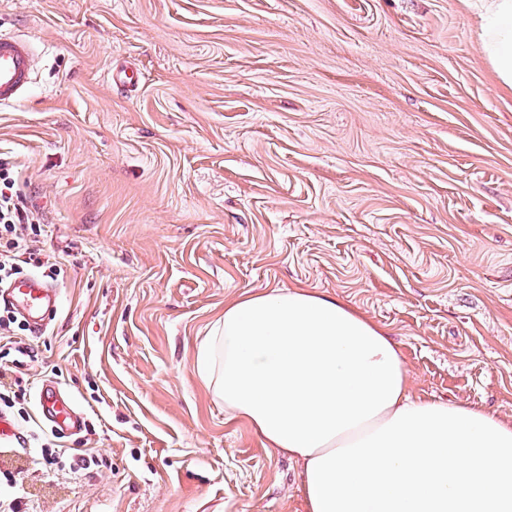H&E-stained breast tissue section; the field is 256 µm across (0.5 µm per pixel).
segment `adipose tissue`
<instances>
[{"mask_svg": "<svg viewBox=\"0 0 512 512\" xmlns=\"http://www.w3.org/2000/svg\"><path fill=\"white\" fill-rule=\"evenodd\" d=\"M483 47L512 88V0H475ZM196 372L270 448L301 463L308 512H512V425L412 397L384 328L300 288L224 306Z\"/></svg>", "mask_w": 512, "mask_h": 512, "instance_id": "obj_1", "label": "adipose tissue"}]
</instances>
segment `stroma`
<instances>
[{
  "label": "stroma",
  "mask_w": 512,
  "mask_h": 512,
  "mask_svg": "<svg viewBox=\"0 0 512 512\" xmlns=\"http://www.w3.org/2000/svg\"><path fill=\"white\" fill-rule=\"evenodd\" d=\"M469 0H0L36 41L0 157L45 232L60 303L28 388L87 432L38 512H307L301 466L195 371L224 304L309 288L386 328L414 397L512 424V90ZM138 70L128 88L110 67ZM38 408L53 431L61 435H77L82 431L84 414L74 399L65 394L58 383L44 380L38 389Z\"/></svg>",
  "instance_id": "obj_1"
}]
</instances>
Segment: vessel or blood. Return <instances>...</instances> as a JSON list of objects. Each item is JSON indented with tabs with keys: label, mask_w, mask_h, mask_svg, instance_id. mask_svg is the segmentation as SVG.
Here are the masks:
<instances>
[{
	"label": "vessel or blood",
	"mask_w": 512,
	"mask_h": 512,
	"mask_svg": "<svg viewBox=\"0 0 512 512\" xmlns=\"http://www.w3.org/2000/svg\"><path fill=\"white\" fill-rule=\"evenodd\" d=\"M36 46L26 38L0 34V105L21 102L33 82ZM59 290L37 274H29L0 289V303L8 304L27 321L32 332H42L46 319L55 308ZM38 408L53 431L76 435L83 428L84 414L74 399L58 383L45 380L38 389Z\"/></svg>",
	"instance_id": "b4317fda"
}]
</instances>
